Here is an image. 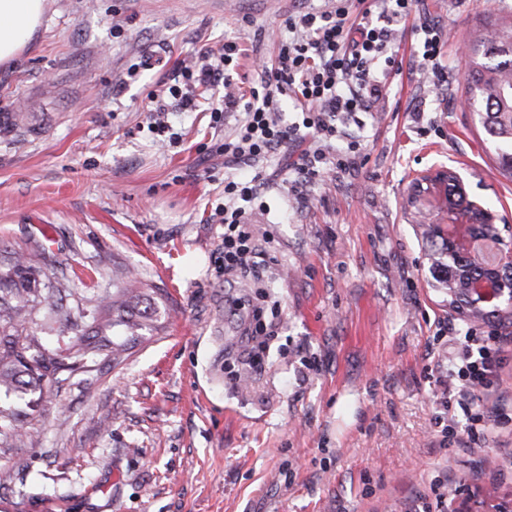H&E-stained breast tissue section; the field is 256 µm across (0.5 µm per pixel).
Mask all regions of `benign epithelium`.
<instances>
[{"instance_id": "benign-epithelium-1", "label": "benign epithelium", "mask_w": 512, "mask_h": 512, "mask_svg": "<svg viewBox=\"0 0 512 512\" xmlns=\"http://www.w3.org/2000/svg\"><path fill=\"white\" fill-rule=\"evenodd\" d=\"M496 214L486 224H474L465 218L448 226L430 224L428 233L439 237L448 246V254L460 262L459 277L466 283L449 293L448 300L463 299L460 312L478 310L493 316L504 309L512 311V244L505 240ZM480 264L485 273L480 277L470 274V265ZM483 490L458 494L450 499L448 512H477L478 499Z\"/></svg>"}]
</instances>
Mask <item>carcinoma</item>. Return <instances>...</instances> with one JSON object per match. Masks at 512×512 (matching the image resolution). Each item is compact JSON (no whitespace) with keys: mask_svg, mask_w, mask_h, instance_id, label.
I'll return each instance as SVG.
<instances>
[{"mask_svg":"<svg viewBox=\"0 0 512 512\" xmlns=\"http://www.w3.org/2000/svg\"><path fill=\"white\" fill-rule=\"evenodd\" d=\"M466 94L471 110L493 147L498 166L512 174V19L498 21L469 46ZM448 203L484 222L471 208L453 174L446 175ZM49 247L25 252L0 250V394L20 400L42 395L49 375L75 371L102 359L118 367L130 350L158 330L163 294L137 278L112 275V290L78 294L59 280L31 278L35 267L53 263ZM62 343L55 350L42 340ZM34 436L19 414L0 404V445L19 446Z\"/></svg>","mask_w":512,"mask_h":512,"instance_id":"carcinoma-1","label":"carcinoma"}]
</instances>
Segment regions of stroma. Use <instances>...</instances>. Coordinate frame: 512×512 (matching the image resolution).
<instances>
[{
	"mask_svg": "<svg viewBox=\"0 0 512 512\" xmlns=\"http://www.w3.org/2000/svg\"><path fill=\"white\" fill-rule=\"evenodd\" d=\"M30 45L0 67V247L48 243L55 278L103 292L119 269L165 289L163 328L119 367L50 377L34 443L0 457V503L21 512H444L495 485L512 493V325L495 336L505 364L481 395L484 431L443 407L448 345L462 327L434 278L425 227L447 223L439 187L421 207L417 179L456 170L469 198L512 225V177L498 168L460 73L468 43L512 0H416L411 23H439L458 77L398 40L402 73L370 111L336 124L360 137L352 164L297 192L275 175L250 222L276 262L265 282L279 325L261 370L238 345L245 289L218 269L224 157L237 119L213 125L210 92L179 105L181 65L202 48H242L234 77L257 82L295 10L328 0H48ZM167 105L152 128L149 93ZM40 498H32L34 486Z\"/></svg>",
	"mask_w": 512,
	"mask_h": 512,
	"instance_id": "obj_1",
	"label": "stroma"
}]
</instances>
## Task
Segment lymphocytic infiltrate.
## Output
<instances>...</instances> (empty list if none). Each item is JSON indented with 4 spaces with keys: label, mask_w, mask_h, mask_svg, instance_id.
Wrapping results in <instances>:
<instances>
[{
    "label": "lymphocytic infiltrate",
    "mask_w": 512,
    "mask_h": 512,
    "mask_svg": "<svg viewBox=\"0 0 512 512\" xmlns=\"http://www.w3.org/2000/svg\"><path fill=\"white\" fill-rule=\"evenodd\" d=\"M415 0H336L321 11L298 10L289 15V36L278 44L274 61L260 60L258 91L243 101L235 88L231 65L239 54L235 42H225L218 62L185 68L187 86L223 84L224 97L211 109L213 123L225 122L229 112L243 108L235 133L217 145L228 165L251 166L250 175L224 179V202L215 208L224 226L220 244L225 278L262 281L272 258L256 242L248 209L261 201L268 181L257 165L295 142L299 129L316 139V149L302 150L289 164L295 187L322 181L330 167H347L360 142L351 140L348 152L328 160L325 146L340 137L338 115L368 111L399 70L392 52L391 23L407 20ZM185 85V86H186ZM289 96L301 106V124L281 118V99ZM504 364L498 348L485 338L465 335L448 356V396L467 412L470 435L481 420L472 407Z\"/></svg>",
    "instance_id": "obj_1"
}]
</instances>
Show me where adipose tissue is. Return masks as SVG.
<instances>
[{"label":"adipose tissue","mask_w":512,"mask_h":512,"mask_svg":"<svg viewBox=\"0 0 512 512\" xmlns=\"http://www.w3.org/2000/svg\"><path fill=\"white\" fill-rule=\"evenodd\" d=\"M48 0H0V64L10 63L40 27Z\"/></svg>","instance_id":"adipose-tissue-1"}]
</instances>
